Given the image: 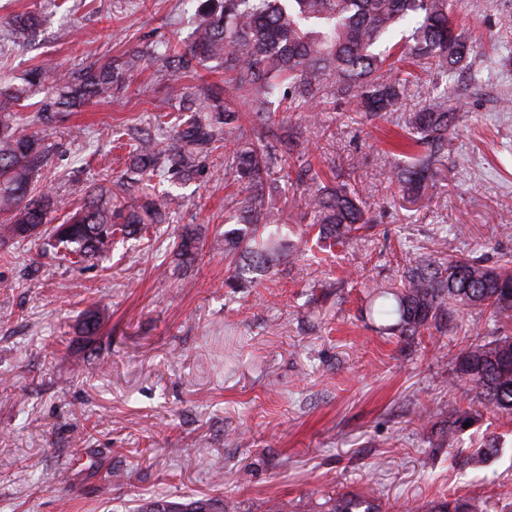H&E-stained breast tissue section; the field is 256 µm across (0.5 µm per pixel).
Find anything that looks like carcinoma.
I'll return each mask as SVG.
<instances>
[{"label":"carcinoma","mask_w":512,"mask_h":512,"mask_svg":"<svg viewBox=\"0 0 512 512\" xmlns=\"http://www.w3.org/2000/svg\"><path fill=\"white\" fill-rule=\"evenodd\" d=\"M171 91L186 98L182 74L217 62L224 84L250 104L248 119L228 100L205 93L182 107L183 114L162 152L145 140L136 146L130 170L138 180L172 172L180 178L197 171L199 157L224 149V178L244 194L234 207L235 223L224 230V262L231 275L227 288H250L275 268L303 255L288 240V223L275 207L280 181L295 178L303 187L301 207L318 240L332 248L355 233L372 228L371 207L348 185H326L319 173L300 163L297 137L277 119L304 104L343 102L364 118L396 120L411 145L422 153L397 166L392 178L406 196L420 193L448 136L462 118L464 106L448 89L428 93V104L414 112L400 111L406 95L422 87L419 73L446 81L469 59L470 48L453 20L452 0H206L192 43L167 49ZM135 68L132 60L90 66L75 82L68 76L37 69L32 82L48 84L56 94L45 98L41 113L59 107H80L123 87ZM21 92L0 87V207L14 211L10 224L0 225V246L24 240L48 222L56 205L42 192L28 196L32 176L44 150L37 138L12 123ZM168 196L147 194L137 203H112L98 196L53 227L55 241L78 261L96 259L116 236L134 237L165 220ZM200 236L185 227L173 251L189 264L196 258ZM394 300L392 329L412 338L448 326L462 310L487 311L512 325V260L496 267L470 257L438 258V251L402 271ZM452 384L472 393L469 408L451 409L440 429L453 441L463 425L484 412L512 416V335L502 333L472 343L457 356ZM419 512H476L465 496L430 501ZM140 512H226L224 501L201 498L185 502L162 498ZM328 512H379L370 498L347 493Z\"/></svg>","instance_id":"cac0c4a2"}]
</instances>
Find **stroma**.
Wrapping results in <instances>:
<instances>
[{
  "label": "stroma",
  "instance_id": "stroma-1",
  "mask_svg": "<svg viewBox=\"0 0 512 512\" xmlns=\"http://www.w3.org/2000/svg\"><path fill=\"white\" fill-rule=\"evenodd\" d=\"M201 0H0V81L29 85L37 68L77 76L138 55L132 81L86 110L49 118L27 109V133L48 148L32 181L60 203L37 235L0 258V512H134L144 502L224 499L226 512H326L349 492L381 512L466 496L477 512H512V417L484 414L447 444L436 431L465 408L452 385L460 351L490 339L488 312L448 330L388 333L386 291L440 234L444 253L512 258V0H464L458 23L476 40L451 88L465 106L436 181L418 198L391 171L405 140L390 121L342 103L317 120L285 112L298 149L326 182L346 181L374 207L373 235L307 255L252 288L224 281V221L236 186L224 158L203 160L169 192L168 219L105 257L75 264L50 234L83 203L78 188L130 201L129 146L163 147L179 103L161 59L188 41ZM202 232L196 260L172 248ZM98 315L95 335L83 331ZM498 457L472 460L483 437Z\"/></svg>",
  "mask_w": 512,
  "mask_h": 512
}]
</instances>
